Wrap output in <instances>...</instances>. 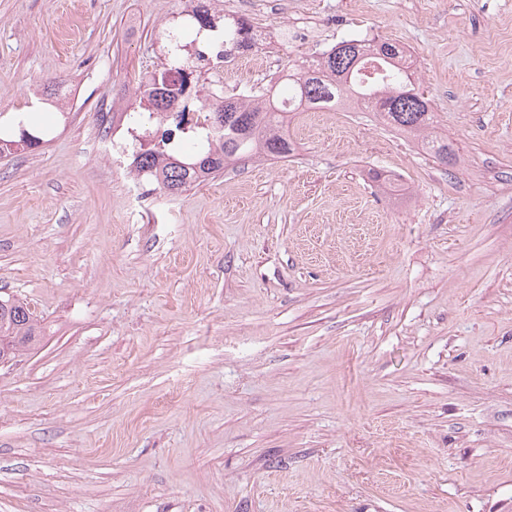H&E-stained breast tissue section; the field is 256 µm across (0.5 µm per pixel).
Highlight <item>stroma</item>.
Masks as SVG:
<instances>
[{
    "label": "stroma",
    "mask_w": 512,
    "mask_h": 512,
    "mask_svg": "<svg viewBox=\"0 0 512 512\" xmlns=\"http://www.w3.org/2000/svg\"><path fill=\"white\" fill-rule=\"evenodd\" d=\"M256 2L0 0V112L64 85L0 155V296L38 328L0 366V512H512V0ZM192 4L283 73L404 46L457 163L351 101L137 204L101 137Z\"/></svg>",
    "instance_id": "obj_1"
}]
</instances>
